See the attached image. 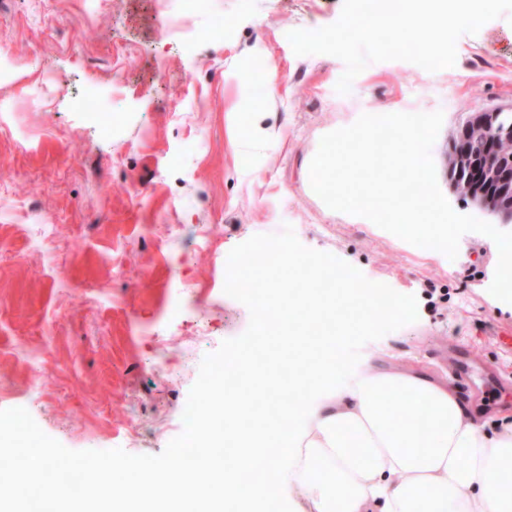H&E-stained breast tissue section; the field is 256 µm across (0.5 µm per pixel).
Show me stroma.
<instances>
[{
  "label": "stroma",
  "mask_w": 512,
  "mask_h": 512,
  "mask_svg": "<svg viewBox=\"0 0 512 512\" xmlns=\"http://www.w3.org/2000/svg\"><path fill=\"white\" fill-rule=\"evenodd\" d=\"M342 6L0 0V378L65 447L163 452L204 356L249 323L223 292L230 250L286 224L416 296L417 321L367 343L361 365L448 383L468 355L485 407L512 409V305L488 291L495 242L467 233L449 260L328 208L309 177L321 137L361 114L439 110V188L486 219L451 192L445 154L474 113L512 109V22L461 36L453 67L373 63L342 95L344 63L296 55L287 38ZM87 96L116 117L111 136L79 111ZM33 360L55 374L35 381Z\"/></svg>",
  "instance_id": "1"
}]
</instances>
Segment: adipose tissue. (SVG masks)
Masks as SVG:
<instances>
[{
  "label": "adipose tissue",
  "instance_id": "obj_1",
  "mask_svg": "<svg viewBox=\"0 0 512 512\" xmlns=\"http://www.w3.org/2000/svg\"><path fill=\"white\" fill-rule=\"evenodd\" d=\"M307 305L319 316L318 283L335 290L350 326L371 312L406 307L377 294L352 293L346 275L302 258ZM341 362L312 356L288 368V389L306 409L281 408L255 424L250 447L220 473L223 493L152 470L113 483L121 506L160 503L161 512H292L297 499L314 512H512V414L492 429L476 421L453 389L416 374L371 367L337 382Z\"/></svg>",
  "mask_w": 512,
  "mask_h": 512
}]
</instances>
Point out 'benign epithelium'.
Listing matches in <instances>:
<instances>
[{
    "instance_id": "1",
    "label": "benign epithelium",
    "mask_w": 512,
    "mask_h": 512,
    "mask_svg": "<svg viewBox=\"0 0 512 512\" xmlns=\"http://www.w3.org/2000/svg\"><path fill=\"white\" fill-rule=\"evenodd\" d=\"M491 122L488 115L478 113L448 143L445 176L456 189L463 184L472 203L488 210L512 214V177L501 172L495 147H487L481 162L470 160L465 140L488 137Z\"/></svg>"
}]
</instances>
